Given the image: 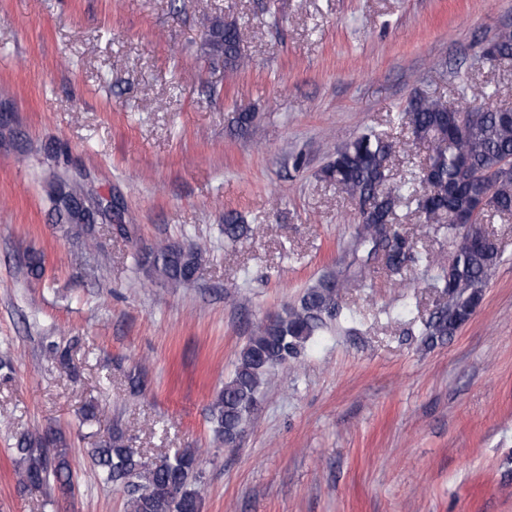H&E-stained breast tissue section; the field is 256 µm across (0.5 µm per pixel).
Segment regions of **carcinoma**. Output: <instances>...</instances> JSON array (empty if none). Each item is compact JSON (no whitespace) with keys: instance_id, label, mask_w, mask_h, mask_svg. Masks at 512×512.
Listing matches in <instances>:
<instances>
[{"instance_id":"1","label":"carcinoma","mask_w":512,"mask_h":512,"mask_svg":"<svg viewBox=\"0 0 512 512\" xmlns=\"http://www.w3.org/2000/svg\"><path fill=\"white\" fill-rule=\"evenodd\" d=\"M224 29V62L232 67L245 65L240 53V34L232 23H215ZM488 103L481 109V119L473 131L448 134L457 116L438 100L414 96L402 112L405 124L416 141L428 145L429 175L424 168L399 183L391 181L388 162L394 151L389 138L375 131L362 133L336 148L322 168L324 179L360 210L363 232L353 243L354 262L365 268L379 256L387 254L385 267L402 275L417 264L420 257L413 244L396 225L401 206L419 214L426 224L438 225L457 248L462 230L446 221L454 210H468L473 205V188L478 175L496 173L499 165L512 156V120L502 119L501 112L489 104L492 93L483 91ZM491 205L475 219L492 212L512 216V179L496 181L487 188ZM224 240L234 244L251 235V228L240 223L236 213H224ZM202 253L193 248L178 251L172 245L160 246L138 259L152 278L173 285H184L196 274ZM500 255L481 250L464 254L453 252L448 273L438 279V287L448 292V274H456L457 291L445 314H434L423 323L421 335L432 342L453 335L466 319L468 290L486 286L491 270ZM355 282L352 277L328 274L308 287L299 302L278 315L274 324L259 323L238 353L233 376L224 383L211 406V423L215 435L228 444L244 431L255 410L269 377L275 370L297 361L305 344L328 327L332 320L355 321L344 312L341 290ZM14 453L20 468L18 483L25 488L49 486L61 497L73 494L75 483L69 448L62 436L48 428L42 433L22 437ZM100 480L121 488L126 496V512H190L194 501L201 499V472L197 455L177 450L158 463L147 462L125 444L124 435L115 430L109 440L88 450Z\"/></svg>"}]
</instances>
